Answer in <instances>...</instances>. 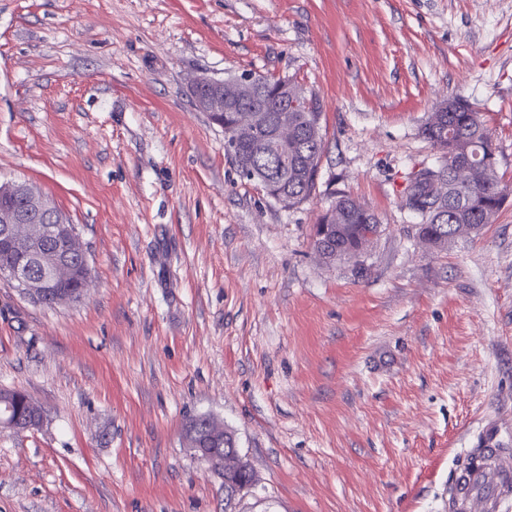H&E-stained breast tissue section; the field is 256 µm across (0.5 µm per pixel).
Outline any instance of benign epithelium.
Segmentation results:
<instances>
[{
  "mask_svg": "<svg viewBox=\"0 0 512 512\" xmlns=\"http://www.w3.org/2000/svg\"><path fill=\"white\" fill-rule=\"evenodd\" d=\"M189 94L202 112L224 125L220 112L224 111V80L205 75L193 78ZM18 199L24 208L0 207V246L9 249L17 258L14 267L0 275L14 281L31 301L38 303L51 298L64 304L82 298L91 285V272L86 248L75 225L68 222L53 199L36 185L28 182L0 183V201ZM84 259L81 287L62 288L60 284L75 275L73 257ZM40 266L44 275L36 278L28 274L27 267ZM221 427L212 420L197 419L187 435L188 447L200 460L219 475H224V448L216 440Z\"/></svg>",
  "mask_w": 512,
  "mask_h": 512,
  "instance_id": "1",
  "label": "benign epithelium"
}]
</instances>
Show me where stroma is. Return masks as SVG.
Returning a JSON list of instances; mask_svg holds the SVG:
<instances>
[{
	"label": "stroma",
	"instance_id": "obj_1",
	"mask_svg": "<svg viewBox=\"0 0 512 512\" xmlns=\"http://www.w3.org/2000/svg\"><path fill=\"white\" fill-rule=\"evenodd\" d=\"M295 78L323 105L316 189L240 178L192 75ZM479 109L512 185V0H0V181L52 197L92 283L42 306L0 277V512H448V475L512 448V196L433 248L405 205L421 128ZM381 232L326 264L337 193ZM209 417L249 486L186 448ZM35 406L38 405L26 393L13 390L6 402L2 403L0 399V414L7 413L13 418L17 417L27 422L28 418L32 417Z\"/></svg>",
	"mask_w": 512,
	"mask_h": 512
}]
</instances>
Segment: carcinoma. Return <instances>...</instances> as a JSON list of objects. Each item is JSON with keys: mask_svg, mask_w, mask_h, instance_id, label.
I'll use <instances>...</instances> for the list:
<instances>
[{"mask_svg": "<svg viewBox=\"0 0 512 512\" xmlns=\"http://www.w3.org/2000/svg\"><path fill=\"white\" fill-rule=\"evenodd\" d=\"M260 86L238 91L234 77L224 83V125H240L249 134L238 141L224 135V147L242 177L269 179L271 192L288 195V206L307 200L315 190L318 164L323 148L322 107L316 93L306 102V88L293 78L256 75ZM296 102L290 112L293 136L287 159L266 153L261 141L271 135L281 102ZM422 137L441 154L436 167L417 171L408 186L405 206L421 219L418 231L434 247L478 234L492 223L512 189L497 175L492 140L480 112L461 98L442 104L421 128ZM331 225L329 236L313 240V248L327 263L349 258L368 235L380 233L376 214L345 193L336 195L318 220ZM36 403L24 392L14 390L0 414L27 421ZM252 481L246 466L224 473L226 497Z\"/></svg>", "mask_w": 512, "mask_h": 512, "instance_id": "obj_1", "label": "carcinoma"}]
</instances>
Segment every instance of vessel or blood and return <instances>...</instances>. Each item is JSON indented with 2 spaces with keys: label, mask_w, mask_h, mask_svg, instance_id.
<instances>
[{
  "label": "vessel or blood",
  "mask_w": 512,
  "mask_h": 512,
  "mask_svg": "<svg viewBox=\"0 0 512 512\" xmlns=\"http://www.w3.org/2000/svg\"><path fill=\"white\" fill-rule=\"evenodd\" d=\"M512 505V449L489 442L466 451L448 479V512H505Z\"/></svg>",
  "instance_id": "1"
}]
</instances>
